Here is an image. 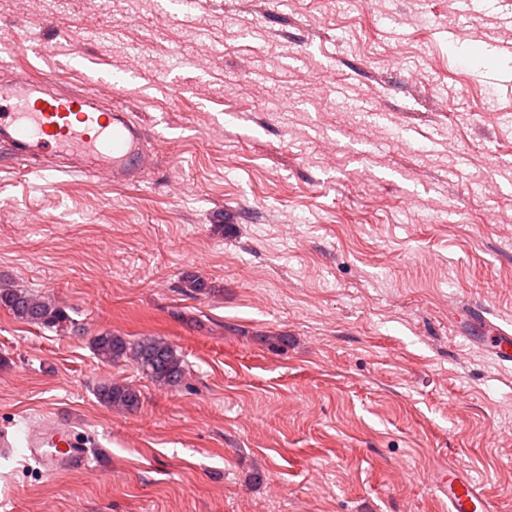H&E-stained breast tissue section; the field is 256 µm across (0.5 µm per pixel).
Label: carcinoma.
Masks as SVG:
<instances>
[{
	"label": "carcinoma",
	"instance_id": "carcinoma-1",
	"mask_svg": "<svg viewBox=\"0 0 512 512\" xmlns=\"http://www.w3.org/2000/svg\"><path fill=\"white\" fill-rule=\"evenodd\" d=\"M0 307L33 325L57 326L68 321L64 309L22 289L1 286ZM93 347L102 361L129 359L162 386L175 387L185 376L183 357L163 338L150 336L131 343L105 331L93 338ZM97 396L105 406L125 411L136 410L141 402L140 391L129 384L103 383L97 387Z\"/></svg>",
	"mask_w": 512,
	"mask_h": 512
}]
</instances>
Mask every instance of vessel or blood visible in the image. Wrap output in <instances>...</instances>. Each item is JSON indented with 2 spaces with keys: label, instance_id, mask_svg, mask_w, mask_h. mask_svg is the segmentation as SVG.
<instances>
[{
  "label": "vessel or blood",
  "instance_id": "1",
  "mask_svg": "<svg viewBox=\"0 0 512 512\" xmlns=\"http://www.w3.org/2000/svg\"><path fill=\"white\" fill-rule=\"evenodd\" d=\"M53 84L48 75L0 84V149L22 161L48 151L72 161L77 172L107 170L111 184L140 182L147 165L144 128L100 107L91 91L65 93ZM463 319L473 326L469 343L512 363V326L473 305L464 309ZM75 426L73 420L51 416L30 427L22 444L46 474L87 468L86 444ZM437 482L448 496V512H497L483 487L456 467L438 470Z\"/></svg>",
  "mask_w": 512,
  "mask_h": 512
}]
</instances>
